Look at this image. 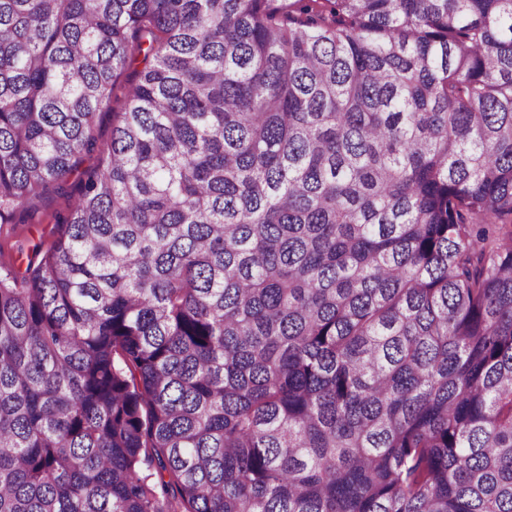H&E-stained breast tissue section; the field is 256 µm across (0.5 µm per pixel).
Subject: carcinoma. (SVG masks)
Returning a JSON list of instances; mask_svg holds the SVG:
<instances>
[{
	"mask_svg": "<svg viewBox=\"0 0 512 512\" xmlns=\"http://www.w3.org/2000/svg\"><path fill=\"white\" fill-rule=\"evenodd\" d=\"M94 150L0 512H512V0H0V224ZM142 68L143 64L141 58H138L120 72L118 76V99H113L112 108L103 110L97 117L96 134L98 137V148L103 147L110 141L113 119L112 112H121L124 107V98L121 92H125L137 84L139 72Z\"/></svg>",
	"mask_w": 512,
	"mask_h": 512,
	"instance_id": "obj_1",
	"label": "carcinoma"
}]
</instances>
